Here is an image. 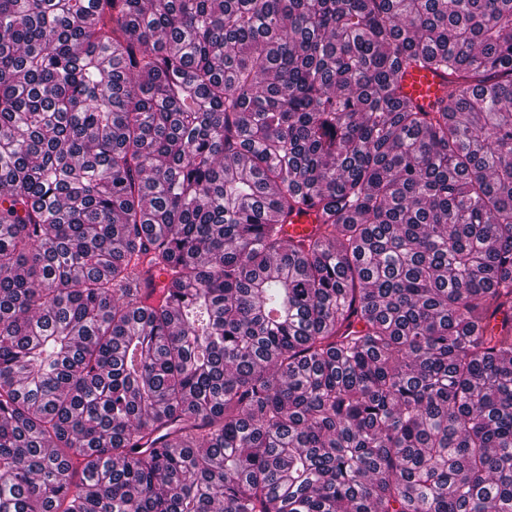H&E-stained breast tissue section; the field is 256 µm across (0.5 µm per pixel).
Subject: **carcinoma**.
Masks as SVG:
<instances>
[{
    "label": "carcinoma",
    "mask_w": 512,
    "mask_h": 512,
    "mask_svg": "<svg viewBox=\"0 0 512 512\" xmlns=\"http://www.w3.org/2000/svg\"><path fill=\"white\" fill-rule=\"evenodd\" d=\"M0 512H512V0H0ZM442 79L425 70H409L402 79L403 91L428 109L441 92ZM307 212L300 215H292L288 219L291 223L285 228L287 239L288 237L293 239L307 237L314 231V215L311 210H307Z\"/></svg>",
    "instance_id": "1"
}]
</instances>
